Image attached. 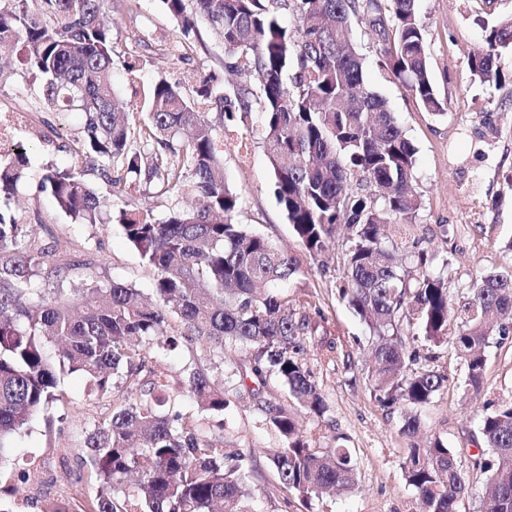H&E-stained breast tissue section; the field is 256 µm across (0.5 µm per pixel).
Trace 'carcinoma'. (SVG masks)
<instances>
[{
	"mask_svg": "<svg viewBox=\"0 0 512 512\" xmlns=\"http://www.w3.org/2000/svg\"><path fill=\"white\" fill-rule=\"evenodd\" d=\"M268 2L162 0L184 37L201 22L220 35L224 69L240 81L227 94L222 78L209 73L190 98L158 79L135 128L112 84L105 0H0V55L19 51L45 79L36 108L51 116L74 106L84 113L81 135L66 146L75 163L43 177L57 206L81 224L101 223L112 198L85 179L87 170L109 186L123 171L163 195L195 199L163 220L130 200L115 214L127 242L156 271L152 303L128 284L101 283L89 262L47 263L60 240L43 244L0 210V467L12 454L11 438L56 399L59 372L83 375L104 397L126 369L124 404L83 439V461L99 486L79 512H251L244 454L216 446L178 413H158L169 380L153 370L140 378L150 348L193 336L222 358L226 344H238L253 359L254 377L272 374L301 408L325 410L305 361L306 337L318 325L278 288L299 264L235 221L239 196L215 152L210 104L228 118L261 114L274 196L311 255L329 252L336 226L346 225L340 292L374 341L368 380L382 406L426 404L446 380L434 369H410L416 355L407 354L404 336L412 324L424 342L453 347L476 392L490 336L512 334V273L482 274L455 298L435 255L410 236L421 208L412 184L417 150L365 81V58L352 40L358 18L379 65L427 111L442 113L416 0H282L299 17L295 31ZM37 13L49 22L35 21ZM483 42L469 70L497 82L502 51L512 48V19L485 29ZM24 166L23 154H0L4 202L18 192ZM391 228L402 242L389 236ZM187 391L211 415L229 404L201 369ZM263 412L283 442L272 456L283 489L308 503L357 485L349 449L317 451L295 413L271 404ZM479 429L484 448L475 465L490 473L484 512H512V405L485 413ZM403 471L423 512H456L465 482L453 449L439 439L416 446ZM131 475L137 483L128 488Z\"/></svg>",
	"mask_w": 512,
	"mask_h": 512,
	"instance_id": "cac0c4a2",
	"label": "carcinoma"
}]
</instances>
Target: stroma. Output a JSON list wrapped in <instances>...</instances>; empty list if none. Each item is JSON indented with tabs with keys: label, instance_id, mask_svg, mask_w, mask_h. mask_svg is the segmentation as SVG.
<instances>
[{
	"label": "stroma",
	"instance_id": "obj_1",
	"mask_svg": "<svg viewBox=\"0 0 512 512\" xmlns=\"http://www.w3.org/2000/svg\"><path fill=\"white\" fill-rule=\"evenodd\" d=\"M114 53V87L130 101V118L141 122L156 77H164L192 95L200 77L223 73L224 46L208 27H201L191 44H183L177 23L161 0H109ZM418 15L428 46L432 82L444 102V112H427L391 74L377 66L368 29L353 22V38L365 57L368 83L384 97L397 124L417 149L415 188L422 200L416 234L424 245L447 260L450 292L466 290L473 278L489 272H512V49L499 60L504 80L480 81L471 75L468 59L483 46V28L512 18V0H418ZM147 40L136 46L132 34ZM15 75L0 84V112L19 109L34 99L41 76L21 63ZM42 115L31 113V129L16 128L7 153L21 149L29 163L10 211L28 225L41 241L57 237L64 251L93 261L101 281H120L155 294L156 273L125 240L119 226L104 221L79 224L58 209L41 188L48 165L68 166L74 159L66 149L82 130L80 111L72 109L54 120L53 130L41 135ZM215 141L230 188L240 197L236 215L254 233L275 247L296 256L300 268L283 286L289 298L304 301L309 314H321V328L340 342L339 356L324 359L316 339L306 342V363L327 405L324 414L300 417L315 448H349L357 468L354 490L335 497L304 502L283 490L271 462L280 448L279 437L267 427L262 405L267 402L297 411L298 404L276 377L250 378L243 350L226 346L214 357L198 342L181 341L169 351L150 350L146 363L169 375V401L164 413H180L197 422L214 444L236 448L251 461L250 486L254 512H419L415 490L403 476L410 448L427 436L440 438L457 455L466 491L457 512H480L487 476L473 467L482 438L479 418L488 408L512 403V338L491 343L486 350L483 386L473 392L464 383L463 366L446 344L434 348L432 368L446 380L430 402L415 408L420 430L403 432L410 411L387 409L374 399L365 363L371 337L365 325L339 296L345 276L343 263L346 230H338L336 243L324 260L308 255L276 203L274 175L261 144V117L216 125ZM136 196L156 219L172 207L191 204L184 194L159 196L145 185L121 182L112 188L113 208ZM206 370L224 387L230 403L223 417L201 411L186 396L187 383L196 369ZM59 401L46 414L35 416L14 440L13 463L0 477L13 491L0 498V512H40L44 499L64 506L95 495L98 482L89 467L81 466L86 429L111 417L122 403L121 389L105 397L90 394L84 379L63 374ZM31 470V481L21 472Z\"/></svg>",
	"mask_w": 512,
	"mask_h": 512
}]
</instances>
